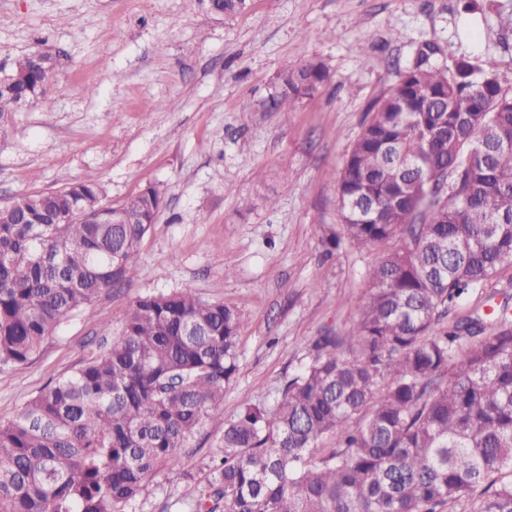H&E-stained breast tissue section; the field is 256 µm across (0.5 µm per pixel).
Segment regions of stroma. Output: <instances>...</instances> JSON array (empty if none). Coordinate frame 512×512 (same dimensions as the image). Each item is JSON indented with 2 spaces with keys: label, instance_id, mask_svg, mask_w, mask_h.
Instances as JSON below:
<instances>
[{
  "label": "stroma",
  "instance_id": "1",
  "mask_svg": "<svg viewBox=\"0 0 512 512\" xmlns=\"http://www.w3.org/2000/svg\"><path fill=\"white\" fill-rule=\"evenodd\" d=\"M250 0L220 18L200 0H0V67L38 50L57 81L47 104L0 133V206L91 181L112 204L145 187L164 198L125 282L64 319L28 362L0 369V423L104 346L142 295L192 289L236 310L239 371L221 419L150 474L126 512H193L198 482L246 404L274 403L328 333L350 335L383 247L347 240L337 178L373 100L425 39L442 65L492 64L512 87V0ZM329 76L286 114L266 100L286 65ZM512 307V269L463 301Z\"/></svg>",
  "mask_w": 512,
  "mask_h": 512
}]
</instances>
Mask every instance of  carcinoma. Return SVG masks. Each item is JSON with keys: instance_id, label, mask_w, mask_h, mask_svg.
<instances>
[{"instance_id": "carcinoma-1", "label": "carcinoma", "mask_w": 512, "mask_h": 512, "mask_svg": "<svg viewBox=\"0 0 512 512\" xmlns=\"http://www.w3.org/2000/svg\"><path fill=\"white\" fill-rule=\"evenodd\" d=\"M215 8L234 16L246 0ZM444 54L417 44L338 178L348 240L397 241L368 272L358 323L319 337L272 407L224 424L195 512H512V315L456 313L512 268V91L471 59L435 65ZM327 78L318 59L290 66L267 108L286 112ZM53 81L35 51L0 67V120ZM104 202L75 181L0 220L1 368L29 361L137 262L160 192L120 205L139 224L112 223ZM239 328L190 288L139 297L109 347L0 424V512H125L222 414Z\"/></svg>"}]
</instances>
